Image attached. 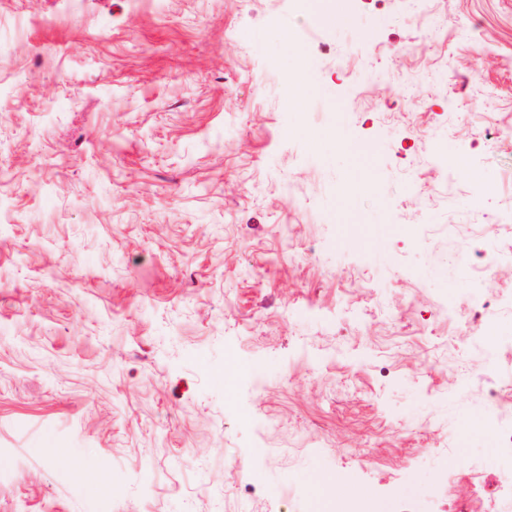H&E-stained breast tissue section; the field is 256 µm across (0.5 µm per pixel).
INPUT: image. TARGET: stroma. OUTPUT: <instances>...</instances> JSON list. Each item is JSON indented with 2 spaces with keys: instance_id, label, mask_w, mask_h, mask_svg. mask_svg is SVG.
Segmentation results:
<instances>
[{
  "instance_id": "obj_1",
  "label": "stroma",
  "mask_w": 512,
  "mask_h": 512,
  "mask_svg": "<svg viewBox=\"0 0 512 512\" xmlns=\"http://www.w3.org/2000/svg\"><path fill=\"white\" fill-rule=\"evenodd\" d=\"M330 7L0 0V512L512 498V0Z\"/></svg>"
}]
</instances>
